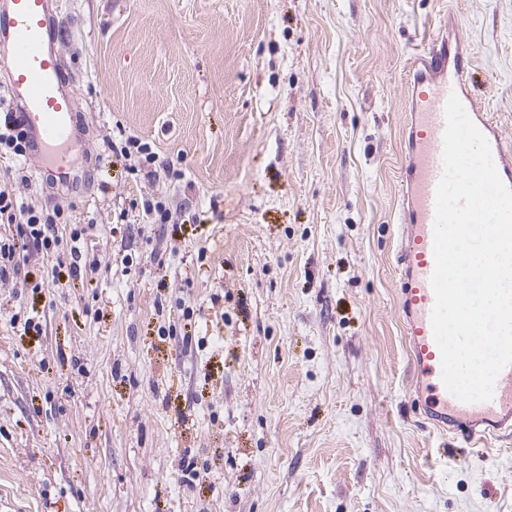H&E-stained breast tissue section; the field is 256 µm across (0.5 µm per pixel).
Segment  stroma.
<instances>
[{
	"instance_id": "35a3bbf8",
	"label": "stroma",
	"mask_w": 512,
	"mask_h": 512,
	"mask_svg": "<svg viewBox=\"0 0 512 512\" xmlns=\"http://www.w3.org/2000/svg\"><path fill=\"white\" fill-rule=\"evenodd\" d=\"M55 3L82 148L0 181L98 267L0 288V512H512V439L414 406L395 259L411 58L454 17L512 143V0ZM112 151L128 161V169L132 172H142L143 168H149L155 158L150 144L133 135L124 137L119 144L113 140Z\"/></svg>"
}]
</instances>
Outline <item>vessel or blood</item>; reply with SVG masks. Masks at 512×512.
<instances>
[{"mask_svg": "<svg viewBox=\"0 0 512 512\" xmlns=\"http://www.w3.org/2000/svg\"><path fill=\"white\" fill-rule=\"evenodd\" d=\"M50 0H0V68L12 78L13 102L28 133L30 150L43 155L80 144L73 131L74 99L54 43ZM472 51L437 33L414 55L412 110L404 125L401 159L398 307L419 410L441 434L470 442L512 436V366L498 376L491 400L465 403L445 388L431 311L435 296V196L443 174L445 105L456 94L489 142L500 178L512 188V144L500 135L490 112L472 93Z\"/></svg>", "mask_w": 512, "mask_h": 512, "instance_id": "vessel-or-blood-1", "label": "vessel or blood"}]
</instances>
